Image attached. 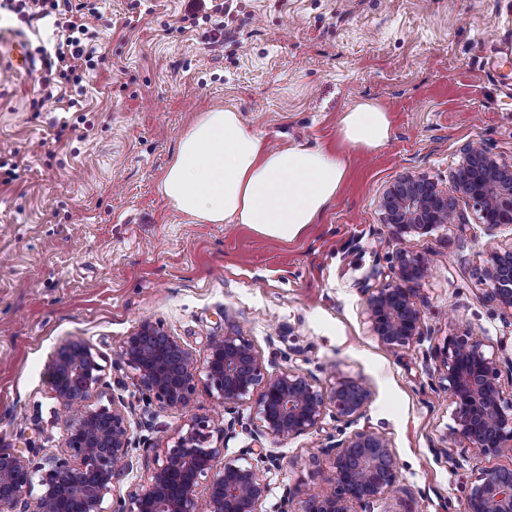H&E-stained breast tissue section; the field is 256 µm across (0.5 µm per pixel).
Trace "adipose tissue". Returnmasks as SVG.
I'll return each instance as SVG.
<instances>
[{
    "label": "adipose tissue",
    "mask_w": 512,
    "mask_h": 512,
    "mask_svg": "<svg viewBox=\"0 0 512 512\" xmlns=\"http://www.w3.org/2000/svg\"><path fill=\"white\" fill-rule=\"evenodd\" d=\"M387 112L368 102L344 112L338 134L371 151L390 138ZM345 160L320 149L266 147L239 112L201 113L179 140L161 191L182 213L202 224H246L261 235L296 238L335 199Z\"/></svg>",
    "instance_id": "obj_1"
}]
</instances>
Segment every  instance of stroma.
Masks as SVG:
<instances>
[{
	"label": "stroma",
	"mask_w": 512,
	"mask_h": 512,
	"mask_svg": "<svg viewBox=\"0 0 512 512\" xmlns=\"http://www.w3.org/2000/svg\"><path fill=\"white\" fill-rule=\"evenodd\" d=\"M92 2L105 61L84 83L82 111L46 97L35 75L0 80V449L61 452L49 363L78 339L102 355L108 389L132 411L137 448L120 488L142 483L175 432L217 404L203 391L180 410L147 404L113 359L145 320L199 356L231 320L273 368L309 373L323 391L370 383L355 426L390 439L399 487L373 512H465L471 478L499 461L467 448L445 455L455 406L435 350L467 333L512 359V313L481 299L490 247L512 227L488 234L464 202L466 223L409 239L430 274L418 301L425 335L400 353L370 334L360 288L398 248L378 208L385 185L413 172L449 188L472 139L512 163V0H229L216 50L204 27H185L188 0ZM361 102L392 121L370 153L337 136L341 114ZM218 107L271 146L348 156L336 199L297 238L200 224L161 194L180 135ZM236 415L225 456L261 448L280 464L266 512H280L313 469H330L320 433L256 436L251 401Z\"/></svg>",
	"instance_id": "1"
}]
</instances>
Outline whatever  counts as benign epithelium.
<instances>
[{
  "label": "benign epithelium",
  "mask_w": 512,
  "mask_h": 512,
  "mask_svg": "<svg viewBox=\"0 0 512 512\" xmlns=\"http://www.w3.org/2000/svg\"><path fill=\"white\" fill-rule=\"evenodd\" d=\"M456 197L424 175L407 173L386 186L378 200L382 222L392 237L429 234L443 224L463 223L457 199L471 201L488 234L512 225V164L499 159L482 140L467 143L450 172ZM395 280L375 269L364 284V313L369 332L398 353L424 336L416 305V285L429 272L428 261L406 248L396 252ZM486 298L512 310V242L488 253L483 270ZM199 360L158 322L143 321L126 337L120 361L131 370L143 398L161 409L179 410L202 386L220 405H238L257 396L255 431L273 439L322 431L327 406L343 427L326 432L323 452L332 473H313V482L296 487L301 512H372L375 502L397 490V462L383 434L351 426L372 400L363 379L336 383L323 393L316 379L296 369L270 372L253 342L236 330L207 337ZM455 403V447L484 457H512V400L503 397L502 366L486 355L483 342L468 333L450 336L439 350ZM101 356L81 340L61 343L49 364L53 398L61 407L67 454H45L39 462L17 452L0 451V512H265L270 492L267 473L279 467L273 455L260 467L241 454L224 456L223 439L236 419L219 414L195 416L164 449L150 476L115 504L104 507L124 472L133 467L131 417L123 398L110 405L103 396ZM465 512H512V466L482 469L466 492Z\"/></svg>",
  "instance_id": "obj_1"
}]
</instances>
